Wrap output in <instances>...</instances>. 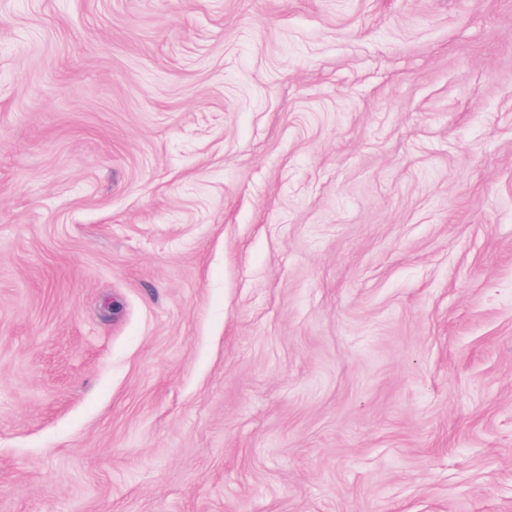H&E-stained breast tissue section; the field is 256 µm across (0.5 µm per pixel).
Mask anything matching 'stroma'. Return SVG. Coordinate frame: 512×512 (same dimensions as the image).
<instances>
[{"label": "stroma", "mask_w": 512, "mask_h": 512, "mask_svg": "<svg viewBox=\"0 0 512 512\" xmlns=\"http://www.w3.org/2000/svg\"><path fill=\"white\" fill-rule=\"evenodd\" d=\"M0 512H512V0H0Z\"/></svg>", "instance_id": "obj_1"}]
</instances>
